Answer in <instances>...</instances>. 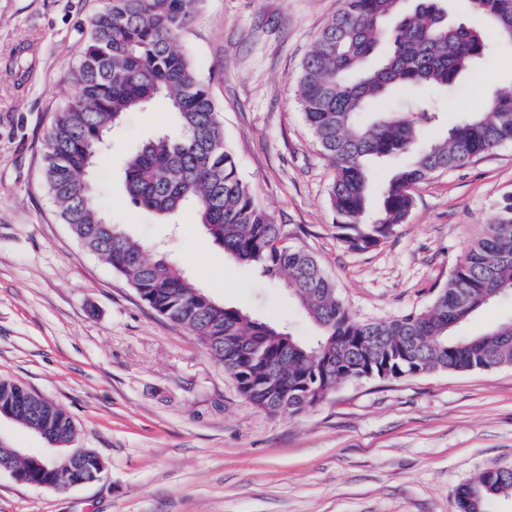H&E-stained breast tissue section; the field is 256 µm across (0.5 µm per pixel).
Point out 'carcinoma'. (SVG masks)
Returning a JSON list of instances; mask_svg holds the SVG:
<instances>
[{
    "label": "carcinoma",
    "instance_id": "obj_1",
    "mask_svg": "<svg viewBox=\"0 0 512 512\" xmlns=\"http://www.w3.org/2000/svg\"><path fill=\"white\" fill-rule=\"evenodd\" d=\"M202 2L103 0L90 22L72 73L77 92L53 118L43 167L57 214L81 247L108 264L150 309L204 343L240 395L270 414L297 415L347 380L512 366V318L480 335L457 334L474 313L505 296L501 289H512V195L499 202L429 308L388 321L356 317L318 261L285 243L282 225L240 177L209 87L190 54L176 45ZM401 2L340 0L298 78L304 120L335 170L328 196L336 237L352 251L380 246L406 221L414 186L512 142V81L494 92L487 111L466 115L444 136L431 135L443 98L460 77L478 69L492 45L512 46V0H463L467 13L487 20L491 40L482 30L448 23L445 0H416L411 13L387 27ZM381 43L385 57L367 65ZM158 100L176 123L127 156L128 195L165 221L193 206L224 253L260 266L285 286L318 327L314 342L215 301L97 210L89 175L99 148L127 113L147 112ZM397 154L409 161L374 206L371 163ZM242 336L255 337L248 352L239 347ZM19 396L18 383L0 380L1 403ZM14 421L54 435L63 448L58 463L71 452L66 444L75 427L61 407L32 399L15 409ZM500 498L512 500V467L490 466L456 495L459 512H487V504Z\"/></svg>",
    "mask_w": 512,
    "mask_h": 512
}]
</instances>
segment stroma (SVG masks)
Returning <instances> with one entry per match:
<instances>
[{
    "label": "stroma",
    "mask_w": 512,
    "mask_h": 512,
    "mask_svg": "<svg viewBox=\"0 0 512 512\" xmlns=\"http://www.w3.org/2000/svg\"><path fill=\"white\" fill-rule=\"evenodd\" d=\"M101 0H0V379L62 407L101 481L58 491L0 474V512H457L456 490L512 466V366L345 381L296 416L249 404L187 329L157 315L60 223L43 183L49 124ZM339 0H203L179 45L222 112L242 179L290 245L311 253L351 311L381 321L428 308L512 193V144L417 185L381 246L336 237L330 160L297 102L303 60ZM512 81V46L464 78L438 134L485 111ZM174 116L129 113L95 173V202L213 299L287 326L316 327L254 265L225 256L194 208L161 223L125 191L123 160Z\"/></svg>",
    "instance_id": "1"
}]
</instances>
